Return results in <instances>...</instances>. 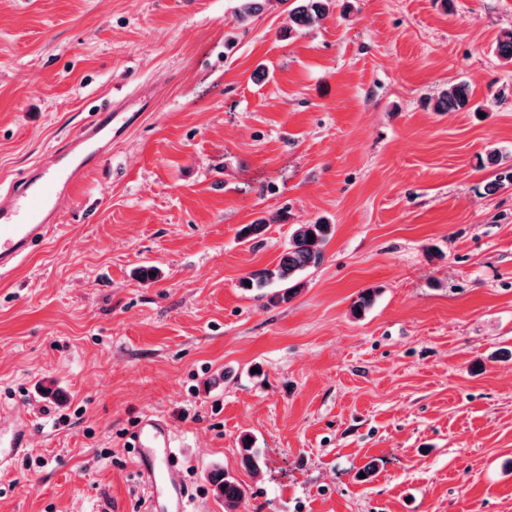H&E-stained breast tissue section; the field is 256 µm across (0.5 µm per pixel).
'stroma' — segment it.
Wrapping results in <instances>:
<instances>
[{"label":"stroma","mask_w":512,"mask_h":512,"mask_svg":"<svg viewBox=\"0 0 512 512\" xmlns=\"http://www.w3.org/2000/svg\"><path fill=\"white\" fill-rule=\"evenodd\" d=\"M234 6L0 0V185L152 94L0 279V401L32 429L0 512H146L127 442L147 415L191 512H224L216 466L237 512H512V185L489 158L512 153V98L491 101L512 0H345L293 34L283 0L244 27ZM458 81L481 112L426 108ZM322 218L288 304L240 288ZM217 496L224 498V511L233 512L245 496V487L228 471L214 467L208 474Z\"/></svg>","instance_id":"obj_1"}]
</instances>
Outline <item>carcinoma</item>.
Instances as JSON below:
<instances>
[{
	"label": "carcinoma",
	"instance_id": "1",
	"mask_svg": "<svg viewBox=\"0 0 512 512\" xmlns=\"http://www.w3.org/2000/svg\"><path fill=\"white\" fill-rule=\"evenodd\" d=\"M337 0H293L288 10L292 24L299 30L311 28L325 20L336 7ZM270 0H236L234 9L237 21L245 25L264 10ZM498 56L512 62V30L503 32L496 41ZM435 112H465L470 109L469 86L464 82H453L442 87L432 98ZM332 225L325 222L298 224L288 249L273 268H262L248 273L241 281L247 290L262 291L261 297L267 305L278 306L294 298L303 286L305 273L320 266L324 260L323 246L329 240ZM314 239H309V236ZM243 461L254 476L262 471V455L244 439L241 448ZM208 478L215 487L217 496L224 499V512H234L245 496V487L221 467L213 468Z\"/></svg>",
	"mask_w": 512,
	"mask_h": 512
}]
</instances>
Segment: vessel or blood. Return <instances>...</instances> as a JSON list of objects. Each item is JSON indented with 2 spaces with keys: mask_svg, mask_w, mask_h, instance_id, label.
<instances>
[{
  "mask_svg": "<svg viewBox=\"0 0 512 512\" xmlns=\"http://www.w3.org/2000/svg\"><path fill=\"white\" fill-rule=\"evenodd\" d=\"M141 119V112L132 110L124 99L95 112L57 152L50 167L32 166L9 188H0V276L17 269L45 245L59 228L61 201L99 165L105 145L125 138ZM131 440L148 490L149 512H186L187 491L169 478L175 455L170 428L149 415L135 425ZM29 443L25 420L15 419L7 430L0 428V464Z\"/></svg>",
  "mask_w": 512,
  "mask_h": 512,
  "instance_id": "1",
  "label": "vessel or blood"
}]
</instances>
